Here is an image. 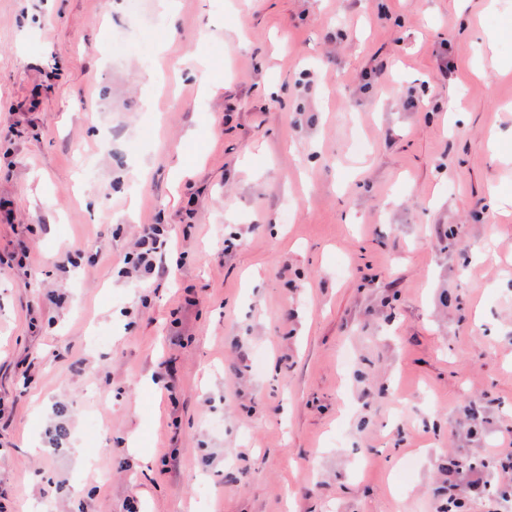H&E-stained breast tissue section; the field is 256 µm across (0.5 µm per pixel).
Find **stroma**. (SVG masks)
<instances>
[{
  "instance_id": "obj_1",
  "label": "stroma",
  "mask_w": 512,
  "mask_h": 512,
  "mask_svg": "<svg viewBox=\"0 0 512 512\" xmlns=\"http://www.w3.org/2000/svg\"><path fill=\"white\" fill-rule=\"evenodd\" d=\"M124 21L0 0V512H512V0ZM167 243L168 236L157 224L142 225L137 242L136 260L132 268L125 271L127 277L140 278L142 273L155 274L158 278L165 276L168 269L161 265L159 259Z\"/></svg>"
}]
</instances>
